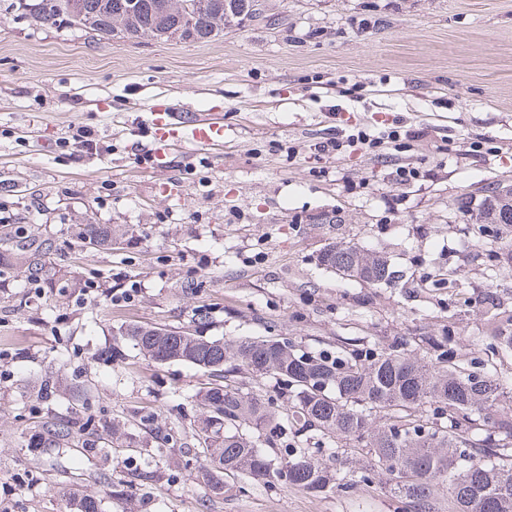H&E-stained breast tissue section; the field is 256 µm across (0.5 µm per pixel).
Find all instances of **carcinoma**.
Instances as JSON below:
<instances>
[{"mask_svg": "<svg viewBox=\"0 0 512 512\" xmlns=\"http://www.w3.org/2000/svg\"><path fill=\"white\" fill-rule=\"evenodd\" d=\"M253 0H11L9 6L43 26L68 21L97 40L127 39L206 42L224 26L255 18ZM501 184L484 188L477 215L484 224H512V208L499 201ZM87 245L112 249V225L86 224L73 235L70 249ZM53 245L17 224L0 236V287L10 271L26 275L37 291L53 287L43 274ZM326 269L345 272L372 284L389 278L388 258L356 246L330 245L321 255ZM134 342L153 361H183L203 375L223 378L245 371L257 379L288 382V405L274 411L254 391L214 382L196 395L201 417L195 429L197 475L220 495L229 480L281 478L304 490L334 487L344 492L357 482L372 483L375 473L388 477L391 493L408 512H439L438 495L448 493L457 512H512V455L491 435L476 437L480 423L493 421L495 432L512 438V416L500 414L508 379L478 375L465 362L438 366L416 352L392 349L381 354L346 356L344 352L298 353L278 339L208 340L182 327L129 326L114 338ZM60 384L54 373L41 379L40 398H55ZM285 421L296 433L315 432L336 443L366 451L370 464L347 475L333 473L300 454L276 467L259 449L255 433ZM80 419L53 415L32 433L27 446L39 454L49 448L80 446L96 451V441L82 438Z\"/></svg>", "mask_w": 512, "mask_h": 512, "instance_id": "obj_1", "label": "carcinoma"}]
</instances>
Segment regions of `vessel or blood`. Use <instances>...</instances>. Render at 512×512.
Listing matches in <instances>:
<instances>
[{"label":"vessel or blood","mask_w":512,"mask_h":512,"mask_svg":"<svg viewBox=\"0 0 512 512\" xmlns=\"http://www.w3.org/2000/svg\"><path fill=\"white\" fill-rule=\"evenodd\" d=\"M151 158L154 165L163 166L173 149L189 142L210 150L224 147V118L177 117L165 112L157 113L153 121Z\"/></svg>","instance_id":"b4317fda"}]
</instances>
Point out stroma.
<instances>
[{
  "label": "stroma",
  "instance_id": "1",
  "mask_svg": "<svg viewBox=\"0 0 512 512\" xmlns=\"http://www.w3.org/2000/svg\"><path fill=\"white\" fill-rule=\"evenodd\" d=\"M263 2L278 25L245 21L207 42H100L0 7V236L29 217L56 245L61 282L39 296L21 277L0 288V512H76L84 494L101 512H405L380 482L346 494L240 478L214 494L191 452L205 377L129 341L119 360L97 357L133 324L183 327L205 307L207 338H285L315 354L427 355L426 337L444 336L449 360L512 378V351L490 347L512 316V231L454 206L512 183V0ZM156 104L223 113V150L188 145L154 166ZM81 126L96 149L72 144ZM398 126L423 136L398 151L317 150ZM402 166L422 178L397 184ZM74 224L112 225L114 249L74 254ZM336 243L385 254L397 279L339 278L318 263ZM94 274L99 288L84 289ZM132 287L133 301H112ZM49 371L70 386L43 402L34 388ZM70 408L122 437L33 456L30 433ZM300 452L344 473L360 458L287 429L269 450Z\"/></svg>",
  "mask_w": 512,
  "mask_h": 512
}]
</instances>
